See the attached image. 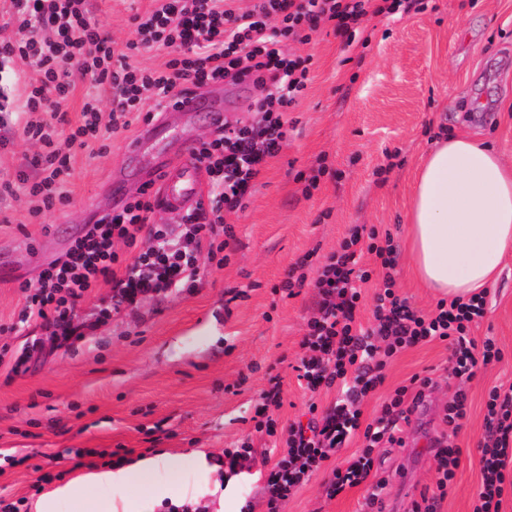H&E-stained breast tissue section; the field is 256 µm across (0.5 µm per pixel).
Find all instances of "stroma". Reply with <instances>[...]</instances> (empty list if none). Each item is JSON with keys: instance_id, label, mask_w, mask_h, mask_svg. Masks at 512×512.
<instances>
[{"instance_id": "obj_1", "label": "stroma", "mask_w": 512, "mask_h": 512, "mask_svg": "<svg viewBox=\"0 0 512 512\" xmlns=\"http://www.w3.org/2000/svg\"><path fill=\"white\" fill-rule=\"evenodd\" d=\"M426 10L367 16L352 45L326 33L288 50L312 55L310 82L294 112L281 153L254 184L233 228L223 268L202 265L193 287L147 295L112 308L110 286L94 289L73 316L68 339L51 338L38 321L20 323L24 284L64 257L84 225L114 210L111 182L126 176V200L136 198L142 175L157 152L175 153L206 139L201 112H169L160 140L133 158L127 144L144 127L112 136L104 154L76 151L67 185L69 203L31 218L28 199L9 200L0 223V346L8 345L20 370L0 364V498L24 499L27 512H75L57 490L104 469L100 451L122 465L158 454L186 458L178 482L159 475L160 496L141 512H164L163 501L203 503L207 512H264L266 479L284 450L283 428L304 419L309 404L326 407L335 390L311 392L296 366L313 290H280L289 266L303 255L315 267L335 251L355 224L390 232L398 247L397 289L410 305L432 311L438 295L415 276L407 254L406 216L415 173L444 133L470 131L512 160V0H426ZM153 0H94L96 17L122 42L129 18ZM208 100L224 103V119L253 120V94L243 86L209 84ZM329 169L312 194L297 172L318 158ZM489 312L476 339L493 337L500 362L466 385L467 418L459 432L444 422L455 388L448 383V348L434 341L402 351L384 370L385 382L364 400L371 422L388 394L413 375L436 387L403 425L402 442L383 445L380 467L389 484L385 512H410L432 493L438 447L461 448L460 465L439 512H472L480 488L477 445L484 433L488 392L512 386V257L488 288ZM280 375L283 404L270 409L276 431L256 432L253 417L268 378ZM250 441L253 454L237 473L219 459L225 449ZM362 446L325 462L294 491L283 512H364L365 489L336 498L324 492L329 475ZM206 456L205 465L194 462Z\"/></svg>"}]
</instances>
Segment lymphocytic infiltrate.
Segmentation results:
<instances>
[{
    "label": "lymphocytic infiltrate",
    "mask_w": 512,
    "mask_h": 512,
    "mask_svg": "<svg viewBox=\"0 0 512 512\" xmlns=\"http://www.w3.org/2000/svg\"><path fill=\"white\" fill-rule=\"evenodd\" d=\"M8 23L16 35L0 38V70L33 63L32 82L0 84V127H20L38 150L15 170L0 172V202L25 189L32 217L65 206L75 149L110 140L128 130L146 101L155 108L176 107L179 97L210 83L252 85L255 123L215 127L196 147V159L211 176L208 206L180 214L174 224H159L160 201L149 190L121 211L85 225L63 259L41 275L22 322L42 321L57 337L74 334L76 304L92 289L112 288V307L163 289L187 288L201 264L217 260L233 230L228 220L247 206L250 190L270 158L287 143L286 114L299 102L309 81V57L287 53L288 42L310 43L324 25L352 40L367 15L397 13L403 3L424 10L423 0H254L246 9L229 0H155L152 10L133 14L132 37L116 49L110 32L95 19L89 0H8ZM166 50L162 64H132V56ZM84 84L82 121L67 137L58 126L77 84ZM291 265L285 290L311 283L313 305L300 341L299 377L309 390L332 388L336 399L325 409L309 405L313 420L287 429L286 450L265 487V512L282 505L341 448L353 431L364 445L346 466L334 468L325 486L328 498L366 486L370 512H383L388 482L373 476L377 448L397 444L401 424L410 422L434 386L430 377L413 376L397 387L379 416L361 424V405L385 381L384 369L402 350L435 340L450 349L449 375L460 383L448 404L445 422L459 431L467 417L464 383L502 358L493 338L472 335L487 315V295L439 300L426 314L395 290L397 248L375 225H354L338 249L317 267L313 279ZM377 280L370 324L359 319L360 284ZM485 431L478 442L481 487L475 512H501L508 462L512 461V388H492L486 402ZM461 449H438L435 494L413 502L412 512H438L455 477Z\"/></svg>",
    "instance_id": "1"
}]
</instances>
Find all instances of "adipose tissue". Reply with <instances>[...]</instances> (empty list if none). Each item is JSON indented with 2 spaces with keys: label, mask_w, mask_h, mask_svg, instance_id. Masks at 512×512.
I'll return each mask as SVG.
<instances>
[{
  "label": "adipose tissue",
  "mask_w": 512,
  "mask_h": 512,
  "mask_svg": "<svg viewBox=\"0 0 512 512\" xmlns=\"http://www.w3.org/2000/svg\"><path fill=\"white\" fill-rule=\"evenodd\" d=\"M406 222L424 284L451 299L481 292L512 253V161L469 134L438 140L418 170ZM182 467L161 454L88 474L100 494L81 499L78 512H130L132 493L157 492V475L176 476Z\"/></svg>",
  "instance_id": "ef3b65f1"
}]
</instances>
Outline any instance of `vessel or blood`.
Returning a JSON list of instances; mask_svg holds the SVG:
<instances>
[{"label": "vessel or blood", "instance_id": "vessel-or-blood-1", "mask_svg": "<svg viewBox=\"0 0 512 512\" xmlns=\"http://www.w3.org/2000/svg\"><path fill=\"white\" fill-rule=\"evenodd\" d=\"M156 173L161 182V196L167 210L179 213L195 208L202 200L200 167L193 145H184L178 161L161 160Z\"/></svg>", "mask_w": 512, "mask_h": 512}]
</instances>
